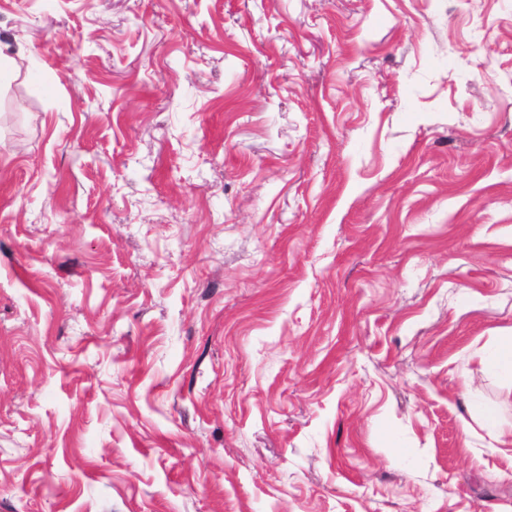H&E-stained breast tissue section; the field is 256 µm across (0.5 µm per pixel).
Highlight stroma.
<instances>
[{
    "label": "stroma",
    "mask_w": 512,
    "mask_h": 512,
    "mask_svg": "<svg viewBox=\"0 0 512 512\" xmlns=\"http://www.w3.org/2000/svg\"><path fill=\"white\" fill-rule=\"evenodd\" d=\"M0 55V512H512V0H0ZM480 363L488 370H497L505 365L512 367V336L508 342L480 354Z\"/></svg>",
    "instance_id": "obj_1"
}]
</instances>
